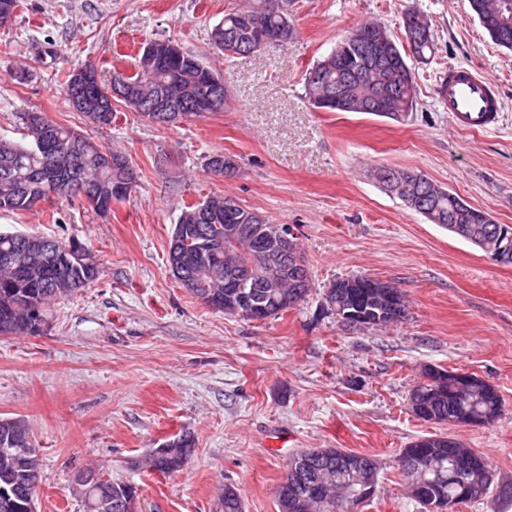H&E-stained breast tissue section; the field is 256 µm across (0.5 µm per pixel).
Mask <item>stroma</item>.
<instances>
[{
    "instance_id": "obj_1",
    "label": "stroma",
    "mask_w": 512,
    "mask_h": 512,
    "mask_svg": "<svg viewBox=\"0 0 512 512\" xmlns=\"http://www.w3.org/2000/svg\"><path fill=\"white\" fill-rule=\"evenodd\" d=\"M247 0H21L0 27V138L41 112L124 155L137 173L107 215L53 199L0 211V231L77 240L99 261L90 287L50 307L38 336L0 335V417H21L41 450L37 512H84L74 475L95 467L138 489L137 512H220L225 485L244 512H279L276 488L292 454L339 448L374 457L373 497L357 512H423L406 492L399 456L416 439L450 435L483 455L494 482L456 512H512V264L405 207L371 177L379 166L426 174L512 226V51L496 47L469 0H298L288 43L225 59L209 40ZM427 15L434 56L413 65L417 108L402 122L326 112L305 94L308 68L346 31L375 21L401 34V15ZM170 40L221 76L224 109L157 126L118 105L97 127L69 106L64 78L84 64L133 73L141 47ZM465 64L496 83L489 131L453 125L436 94ZM234 158L212 175L209 155ZM228 193L288 225L311 288L278 318L218 312L189 294L167 264L185 206ZM395 284L408 314L385 328L346 324L325 294L338 278ZM473 374L504 412L484 427L425 422L409 408L424 366ZM195 449L173 475L133 462L182 431Z\"/></svg>"
}]
</instances>
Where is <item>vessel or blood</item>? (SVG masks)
<instances>
[{"label":"vessel or blood","mask_w":512,"mask_h":512,"mask_svg":"<svg viewBox=\"0 0 512 512\" xmlns=\"http://www.w3.org/2000/svg\"><path fill=\"white\" fill-rule=\"evenodd\" d=\"M436 93L455 126L483 130L496 126L501 109L498 89L474 67L449 68Z\"/></svg>","instance_id":"obj_1"}]
</instances>
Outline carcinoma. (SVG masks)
I'll list each match as a JSON object with an SVG mask.
<instances>
[{
    "instance_id": "carcinoma-1",
    "label": "carcinoma",
    "mask_w": 512,
    "mask_h": 512,
    "mask_svg": "<svg viewBox=\"0 0 512 512\" xmlns=\"http://www.w3.org/2000/svg\"><path fill=\"white\" fill-rule=\"evenodd\" d=\"M247 9H229L224 12V22L216 25L223 29L224 37L230 41L248 45L257 40L258 33H276L281 28L278 14L267 8L269 0H252ZM473 13L482 28L499 47L512 50V5L503 9L508 0H474ZM507 25L499 24L502 17ZM384 33L386 29L376 23H361L346 32L322 60L314 64L307 73L316 72L319 79L305 77V91L315 107L327 112H367L368 81L375 78L370 71L372 61L365 57L363 48L372 33ZM434 50L432 30L416 32L411 44V54L396 58L392 64L393 97L384 111L376 115L399 119V113L410 112L416 105L414 72L408 58L422 62ZM358 75L360 81L350 85L352 100L340 107L330 100L331 89L345 82L348 76ZM215 74L203 60L189 52L176 58H167L158 53L154 56L142 51L140 66L136 73L126 76L130 87L145 96L166 89L184 98L191 99L200 94L202 86L216 81ZM22 139L14 142L0 139V211L23 213L33 210L37 203L51 199L46 188L59 182L67 173L75 179L96 187L98 196L92 198L90 207L97 213L112 211L113 182L122 172L126 158L109 152L88 137H83V156L79 160L57 144L71 139L76 131L57 124L41 112L20 114ZM380 171L391 175L386 190L402 199L410 190L425 196L426 205L433 224H465L476 232L487 227L486 214L469 204L459 195L436 184L423 174L397 167H380ZM420 183H415V178ZM227 220H204L198 218L194 207L189 206L179 217L182 227L181 244L169 240L168 265L182 264V272L194 274L202 268H212L217 276L206 282L204 288H192L190 293L204 304L214 302L217 311H224V272L227 265L237 271H245L261 262L251 253L249 241L243 237L230 238L224 230ZM99 274L98 261L91 250L74 240L65 242L54 239L46 243V237L36 234L16 235L0 231V334L38 336L47 327L46 309L54 301L64 299L78 288H85ZM371 284L360 277L355 288L344 287V279L334 281L327 291L326 302L336 299L349 303L356 294L368 290ZM373 289V288H371ZM380 293L382 289L375 288ZM486 390L471 393L462 400L445 387L432 397L422 395L423 388L416 385L410 394L411 411L416 405L429 406L431 420L460 421L468 413L482 414L489 410H503L500 395L489 383ZM3 432H12L26 441L29 459L33 467H41L39 449L29 434L25 421L20 418H5L0 425ZM421 451L431 461L426 474L413 499L425 512H454L456 505L479 500L487 494L486 484L491 467L488 461L472 449L463 447L448 436L439 435L419 438L403 449V453ZM189 457L159 455L154 461L157 467L178 473L188 464ZM9 457L0 451V512H20L17 506L28 498H35L42 474L30 475L22 469H9ZM99 484L94 488L81 485L84 512H96L92 504L99 493L112 490V498L121 499V506L112 512H135L137 488L129 483L114 480L97 473ZM289 492L309 499L312 496L311 479L304 474L290 477ZM223 512H243L237 489L224 486Z\"/></svg>"
}]
</instances>
